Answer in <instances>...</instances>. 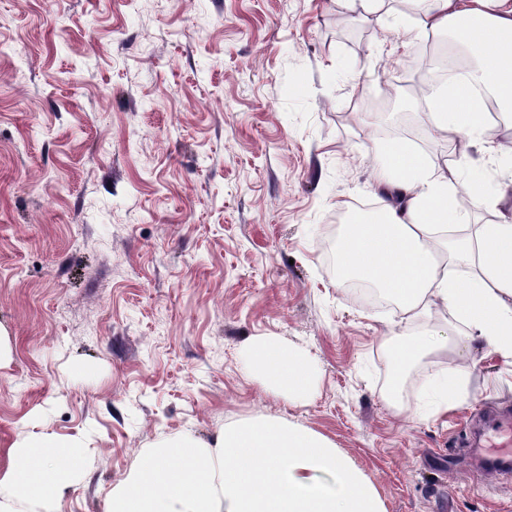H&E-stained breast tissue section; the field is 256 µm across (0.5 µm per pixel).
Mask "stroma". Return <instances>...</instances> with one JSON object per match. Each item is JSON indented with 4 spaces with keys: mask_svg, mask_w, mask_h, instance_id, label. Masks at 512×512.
<instances>
[{
    "mask_svg": "<svg viewBox=\"0 0 512 512\" xmlns=\"http://www.w3.org/2000/svg\"><path fill=\"white\" fill-rule=\"evenodd\" d=\"M425 48L336 0H0V455L87 437L61 512H106L162 437L262 418L327 437L385 512H512V472L458 438L512 406V364L460 339L397 378L390 336L445 314L407 321L337 266L394 140L478 174L481 221L512 211V161L452 154L420 96L412 122L385 111L423 83ZM263 336L306 354L309 392L254 377ZM461 365L467 387L430 415V380Z\"/></svg>",
    "mask_w": 512,
    "mask_h": 512,
    "instance_id": "stroma-1",
    "label": "stroma"
}]
</instances>
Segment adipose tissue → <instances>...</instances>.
<instances>
[{"mask_svg":"<svg viewBox=\"0 0 512 512\" xmlns=\"http://www.w3.org/2000/svg\"><path fill=\"white\" fill-rule=\"evenodd\" d=\"M420 37L445 32L473 64L463 81L432 89V132L463 148L483 145L470 87L477 84L512 112V0H404ZM486 146V145H483ZM512 157V142L486 146ZM380 208L351 225L337 246L342 267L392 297L408 317L439 308L444 330L413 345L391 337L399 363L444 355L457 333L512 363V218L475 224L486 204L481 182H449L402 143L378 153ZM257 378L273 395L306 393L305 355L272 337L253 340ZM80 438L33 433L13 442L0 464V512H59L81 471ZM328 476L330 485L318 482ZM110 512H383L376 489L327 438L280 419L232 423L203 440L183 434L139 456L111 495Z\"/></svg>","mask_w":512,"mask_h":512,"instance_id":"adipose-tissue-1","label":"adipose tissue"}]
</instances>
